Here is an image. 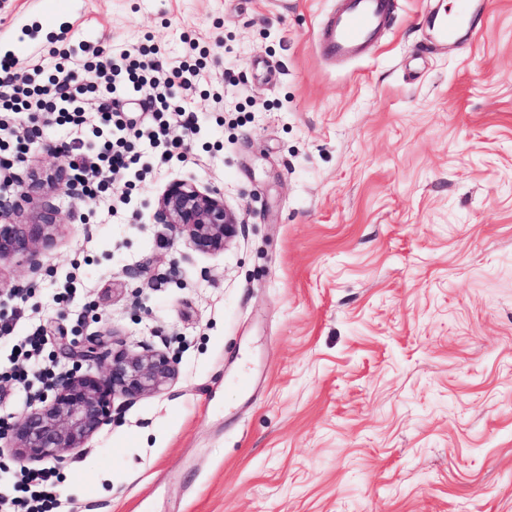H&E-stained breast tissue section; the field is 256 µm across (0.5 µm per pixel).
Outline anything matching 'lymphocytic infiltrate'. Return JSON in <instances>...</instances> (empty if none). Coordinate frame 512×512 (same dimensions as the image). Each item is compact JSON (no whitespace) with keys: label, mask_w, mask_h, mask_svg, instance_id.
I'll list each match as a JSON object with an SVG mask.
<instances>
[{"label":"lymphocytic infiltrate","mask_w":512,"mask_h":512,"mask_svg":"<svg viewBox=\"0 0 512 512\" xmlns=\"http://www.w3.org/2000/svg\"><path fill=\"white\" fill-rule=\"evenodd\" d=\"M55 58L51 71L37 64L31 75L22 78L15 71L16 58L0 56V169L11 168L22 157L24 143L16 132L21 116L37 124L66 125L74 130L70 167L90 199L98 198L107 188L102 172L119 179L141 164L143 155L133 150L131 140L142 141L163 161L177 145L169 136L172 125L197 133L198 117L179 94L203 79L202 61L166 64L152 47L130 50L115 46L108 50L83 38L75 39L68 50L56 52ZM78 63L94 73L93 81H77L74 66ZM123 96L142 100L152 116L149 125L138 126L134 118L125 115L119 102ZM91 116L100 126L117 131V138L85 144L77 132ZM51 339L50 331L43 327L24 337L21 345L30 365L16 368L11 380L29 389L34 383L52 379L50 368L38 361ZM10 502L20 512H55L59 501L53 472L22 473L11 484Z\"/></svg>","instance_id":"1"}]
</instances>
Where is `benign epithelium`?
Masks as SVG:
<instances>
[{"label":"benign epithelium","instance_id":"benign-epithelium-1","mask_svg":"<svg viewBox=\"0 0 512 512\" xmlns=\"http://www.w3.org/2000/svg\"><path fill=\"white\" fill-rule=\"evenodd\" d=\"M61 187L82 199L68 167L31 170L26 191L32 208L28 224L14 222L11 208L0 204V261L14 258L31 274H39V245L53 241L60 230L56 213L42 210L39 196ZM157 214L173 237L200 253L223 251L238 233L237 216L224 204L223 193L202 191L189 181L174 180L167 185L157 200ZM111 336L108 330L94 332L75 350L78 361L90 367L103 363L104 371H72L58 378L50 392L25 403V409L0 429V439L6 441L13 461L64 460L67 453L85 447L112 422L115 397L133 401L156 394L178 377V364L167 353L150 345L131 353L113 347Z\"/></svg>","mask_w":512,"mask_h":512}]
</instances>
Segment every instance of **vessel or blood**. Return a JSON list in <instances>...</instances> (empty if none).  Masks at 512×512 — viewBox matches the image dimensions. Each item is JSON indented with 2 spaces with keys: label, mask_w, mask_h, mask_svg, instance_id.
Instances as JSON below:
<instances>
[{
  "label": "vessel or blood",
  "mask_w": 512,
  "mask_h": 512,
  "mask_svg": "<svg viewBox=\"0 0 512 512\" xmlns=\"http://www.w3.org/2000/svg\"><path fill=\"white\" fill-rule=\"evenodd\" d=\"M393 8V0H343L342 7L330 13L319 26L321 53L335 61L358 57L366 45L378 39ZM471 14L469 0H459L454 13L440 18V37L456 38L460 27L470 22Z\"/></svg>",
  "instance_id": "obj_1"
}]
</instances>
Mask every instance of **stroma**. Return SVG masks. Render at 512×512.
Here are the masks:
<instances>
[{
    "instance_id": "35a3bbf8",
    "label": "stroma",
    "mask_w": 512,
    "mask_h": 512,
    "mask_svg": "<svg viewBox=\"0 0 512 512\" xmlns=\"http://www.w3.org/2000/svg\"><path fill=\"white\" fill-rule=\"evenodd\" d=\"M336 0H0V52L22 70L43 14L102 47L182 61L186 156L129 176L127 215L58 190L61 229L37 287L0 262V371L16 337L111 329L178 361L177 380L121 406L86 447L49 462L61 512H512V0H491L466 46L436 43L458 0H395L382 40L325 59ZM42 128L0 201L30 219L28 162L69 163ZM54 153H47L46 145ZM216 189L237 214L201 254L156 219L173 180ZM252 375L250 393L234 382Z\"/></svg>"
}]
</instances>
